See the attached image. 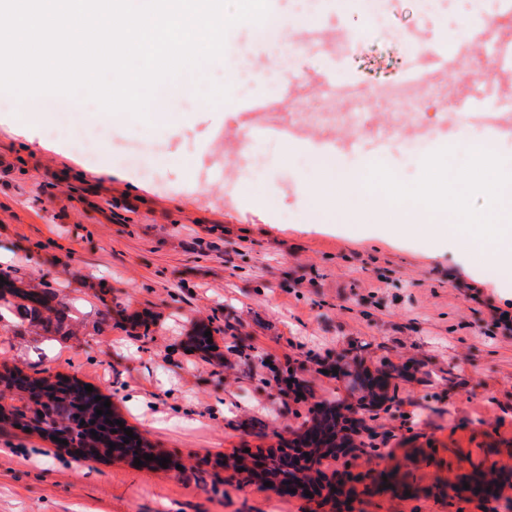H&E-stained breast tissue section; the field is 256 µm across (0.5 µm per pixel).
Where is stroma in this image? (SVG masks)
Returning <instances> with one entry per match:
<instances>
[{"mask_svg":"<svg viewBox=\"0 0 512 512\" xmlns=\"http://www.w3.org/2000/svg\"><path fill=\"white\" fill-rule=\"evenodd\" d=\"M465 10L455 0L421 15L413 0H387L380 26L359 11L323 17L325 29L350 33L353 53L334 60L315 50L296 70L305 82L329 70L369 87L400 81L413 58L395 32L439 40ZM290 81L282 76L269 94L238 86L232 118L219 123L212 104L189 98L194 119L177 137L117 115L92 162L66 131L45 136L50 122L33 100L0 110V270L64 305L47 328L0 308V373L93 386L170 460L165 468L83 460L4 425L0 512H269L274 502L279 512H332L224 463L300 432L311 405L352 402L333 372L341 353L372 370H406L389 410L366 419L378 452L360 448L321 466L330 482L345 469L360 475L355 512H512V334L493 318L497 308L512 312V273L422 235L308 208V157L280 163L282 141L244 138L238 116L264 96L281 111L303 109L279 101ZM359 118L355 140L335 129L314 137L335 138L343 162L372 156L406 183L427 154L453 146L459 165L485 139L436 120L433 139L412 146L383 130L376 113ZM129 145L155 175L121 160ZM245 155L260 168L199 186L200 169ZM135 320L148 321L149 333L132 328ZM200 323L210 325L216 353L190 350ZM290 367L309 383L306 401L278 389L276 375ZM490 468L499 486L492 504L464 487ZM383 470L408 495L381 490Z\"/></svg>","mask_w":512,"mask_h":512,"instance_id":"35a3bbf8","label":"stroma"}]
</instances>
